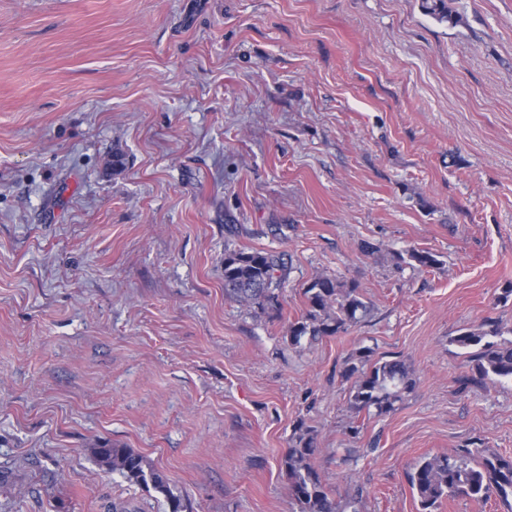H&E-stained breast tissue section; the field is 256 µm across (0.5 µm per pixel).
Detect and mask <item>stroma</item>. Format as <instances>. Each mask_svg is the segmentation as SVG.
<instances>
[{
	"label": "stroma",
	"instance_id": "1",
	"mask_svg": "<svg viewBox=\"0 0 512 512\" xmlns=\"http://www.w3.org/2000/svg\"><path fill=\"white\" fill-rule=\"evenodd\" d=\"M454 7L0 0V512H169L105 444L190 512H299L300 421L359 512H420L423 457L512 456V381L455 342L512 340V0ZM238 249L281 256L280 311L225 297ZM319 274L369 309L296 348ZM363 349L413 372L390 413L350 403ZM419 2L424 14L438 23L454 27L463 22L462 16L452 6L453 0H420ZM97 461L112 471H118L127 479L139 484L149 485L164 494L170 502L171 512H184L185 505L180 496L171 491L167 479L158 469L147 465L139 454L127 448H93Z\"/></svg>",
	"mask_w": 512,
	"mask_h": 512
}]
</instances>
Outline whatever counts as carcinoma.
I'll list each match as a JSON object with an SVG mask.
<instances>
[{
    "label": "carcinoma",
    "mask_w": 512,
    "mask_h": 512,
    "mask_svg": "<svg viewBox=\"0 0 512 512\" xmlns=\"http://www.w3.org/2000/svg\"><path fill=\"white\" fill-rule=\"evenodd\" d=\"M420 8L440 24L454 27L463 22L453 7V0H420ZM407 256L421 267L439 265V260L429 252L409 249ZM281 271V258L275 254L228 251L224 254V295L278 311ZM304 296L307 310L288 330V341L294 347L348 331L368 309L355 284L328 275L315 278L305 288ZM499 335V323L487 318L478 329L459 334L454 342L465 349L478 347L471 357L481 377L512 380V341L487 340L489 336ZM345 378L354 379L350 390L353 407L377 415L394 410L414 385L408 366L398 356L378 360L366 369L352 365L346 369ZM316 451L313 431L304 422H298L281 457L290 494L299 505V512H346L352 502L340 504L325 486L313 465ZM92 452L107 469L118 471L136 483L150 484L164 494L171 512H184L182 499L173 494L164 474L147 465L142 456L128 448H94ZM408 480L421 512H435L442 500L455 497L483 503L493 497L505 501L512 497V457L485 455L478 449L464 448L453 456L422 458L414 465Z\"/></svg>",
    "instance_id": "obj_1"
}]
</instances>
